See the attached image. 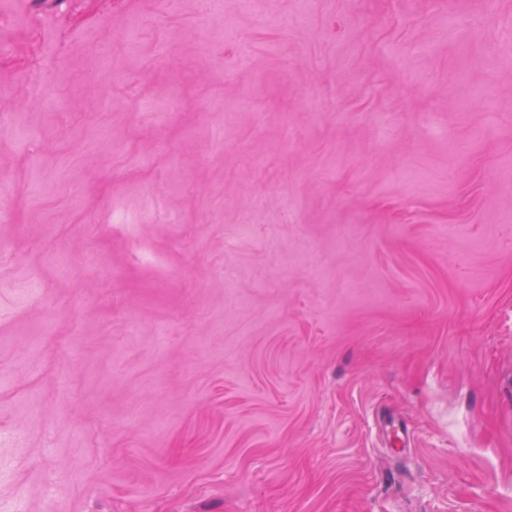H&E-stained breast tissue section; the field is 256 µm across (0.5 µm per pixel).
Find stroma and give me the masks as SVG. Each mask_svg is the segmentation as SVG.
<instances>
[{"label": "stroma", "instance_id": "35a3bbf8", "mask_svg": "<svg viewBox=\"0 0 512 512\" xmlns=\"http://www.w3.org/2000/svg\"><path fill=\"white\" fill-rule=\"evenodd\" d=\"M0 430L18 512H512V0H0Z\"/></svg>", "mask_w": 512, "mask_h": 512}]
</instances>
